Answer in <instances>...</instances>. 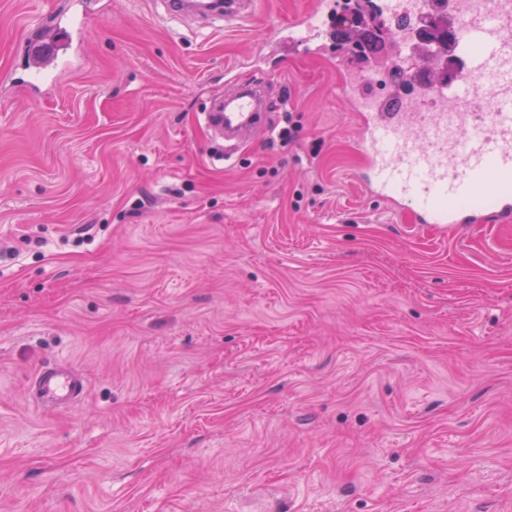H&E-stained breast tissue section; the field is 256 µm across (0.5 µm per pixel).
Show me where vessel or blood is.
<instances>
[{
  "label": "vessel or blood",
  "instance_id": "obj_1",
  "mask_svg": "<svg viewBox=\"0 0 512 512\" xmlns=\"http://www.w3.org/2000/svg\"><path fill=\"white\" fill-rule=\"evenodd\" d=\"M333 8V0H313L310 10L290 23L289 41L306 54H318L300 33L315 30ZM70 27L63 12L52 28L31 32L30 59L62 65L70 47L58 45L56 35ZM457 32L463 45L458 74L419 84L396 112L374 99L368 76L337 62L344 77L336 89L361 120L358 150L366 168L356 180L366 194L408 211L417 224L452 230L511 224L512 0L470 9ZM268 107L265 83L251 76L219 96L211 112L225 138L239 144L262 127ZM84 390L82 376L60 365L40 368L30 386L32 398L53 409L75 405Z\"/></svg>",
  "mask_w": 512,
  "mask_h": 512
}]
</instances>
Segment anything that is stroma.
I'll return each mask as SVG.
<instances>
[{"instance_id":"stroma-1","label":"stroma","mask_w":512,"mask_h":512,"mask_svg":"<svg viewBox=\"0 0 512 512\" xmlns=\"http://www.w3.org/2000/svg\"><path fill=\"white\" fill-rule=\"evenodd\" d=\"M70 2L0 0V512H512V224L363 192L332 19L325 56L276 39L310 0H91L33 96ZM252 74L288 103L228 158L205 113ZM58 28L66 29L70 33L71 38L74 33H80L78 27L74 28L71 25L66 11L58 14L54 18L51 28L29 33L27 51L30 57V63L33 59L35 63L50 66L55 69L59 65L66 64L64 60L69 55L70 45L67 43L62 46H57L56 35L58 34ZM85 385L74 369L49 365L41 367L32 377L30 394L33 399L53 409L69 408L82 400Z\"/></svg>"}]
</instances>
